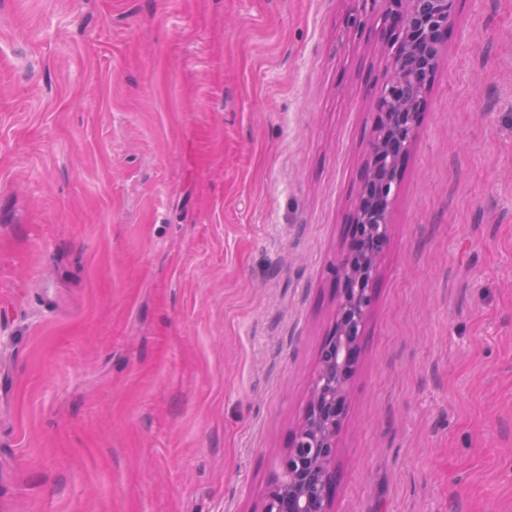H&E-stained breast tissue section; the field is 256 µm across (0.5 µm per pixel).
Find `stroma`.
<instances>
[{
  "label": "stroma",
  "mask_w": 512,
  "mask_h": 512,
  "mask_svg": "<svg viewBox=\"0 0 512 512\" xmlns=\"http://www.w3.org/2000/svg\"><path fill=\"white\" fill-rule=\"evenodd\" d=\"M352 0H0V512H263L386 80ZM334 512H512V0H461Z\"/></svg>",
  "instance_id": "obj_1"
}]
</instances>
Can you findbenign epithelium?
<instances>
[{
	"instance_id": "1",
	"label": "benign epithelium",
	"mask_w": 512,
	"mask_h": 512,
	"mask_svg": "<svg viewBox=\"0 0 512 512\" xmlns=\"http://www.w3.org/2000/svg\"><path fill=\"white\" fill-rule=\"evenodd\" d=\"M353 2L356 16L372 18L384 37L388 77L376 96L377 120L360 172L350 224L354 244L337 266L336 317L302 420L279 461L263 512H333L336 437L362 351L377 263L390 238L402 167L416 141L460 0Z\"/></svg>"
}]
</instances>
